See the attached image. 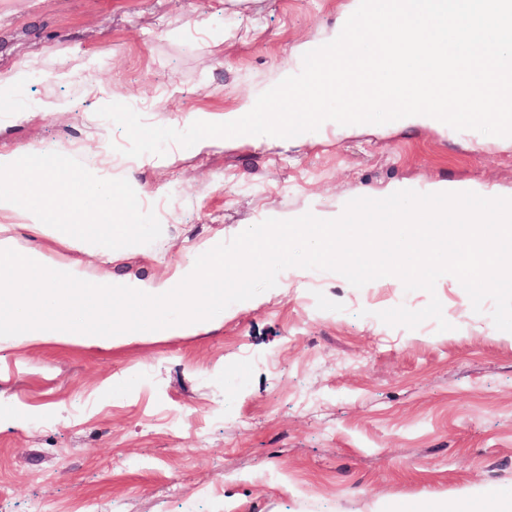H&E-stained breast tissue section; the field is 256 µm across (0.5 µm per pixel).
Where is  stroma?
I'll list each match as a JSON object with an SVG mask.
<instances>
[{
    "label": "stroma",
    "instance_id": "obj_1",
    "mask_svg": "<svg viewBox=\"0 0 512 512\" xmlns=\"http://www.w3.org/2000/svg\"><path fill=\"white\" fill-rule=\"evenodd\" d=\"M357 0H0V151L58 152L124 178L161 237L114 254L25 230L15 245L87 276L174 279L265 219L384 198L395 184L486 183L512 197V143L476 131L322 128L294 145L218 138L123 155L120 102L151 125L256 101L301 71ZM63 107L65 115L54 112ZM442 304L448 331L380 311ZM460 282L353 287L291 267L180 333L103 347L0 337V512H373L512 504V333Z\"/></svg>",
    "mask_w": 512,
    "mask_h": 512
}]
</instances>
